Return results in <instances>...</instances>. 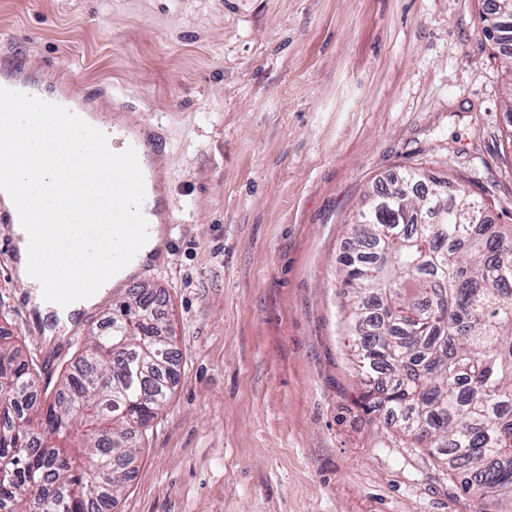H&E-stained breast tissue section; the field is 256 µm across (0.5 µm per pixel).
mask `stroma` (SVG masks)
<instances>
[{
	"instance_id": "stroma-1",
	"label": "stroma",
	"mask_w": 512,
	"mask_h": 512,
	"mask_svg": "<svg viewBox=\"0 0 512 512\" xmlns=\"http://www.w3.org/2000/svg\"><path fill=\"white\" fill-rule=\"evenodd\" d=\"M485 0H0V77L120 92L162 122L168 258L143 276L179 374L112 512H476L353 402L336 270L373 186L454 175L512 224V70ZM0 249V334L56 389L85 329L46 339Z\"/></svg>"
}]
</instances>
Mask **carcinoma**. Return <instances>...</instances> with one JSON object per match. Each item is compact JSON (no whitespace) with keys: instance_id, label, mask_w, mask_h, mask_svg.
<instances>
[{"instance_id":"carcinoma-1","label":"carcinoma","mask_w":512,"mask_h":512,"mask_svg":"<svg viewBox=\"0 0 512 512\" xmlns=\"http://www.w3.org/2000/svg\"><path fill=\"white\" fill-rule=\"evenodd\" d=\"M453 183L410 172L350 224L338 274L358 406L387 447L426 450L482 512H512V225L478 223L462 186L427 197ZM156 300L144 286L113 303L46 406L0 336V512L115 502L177 376Z\"/></svg>"}]
</instances>
